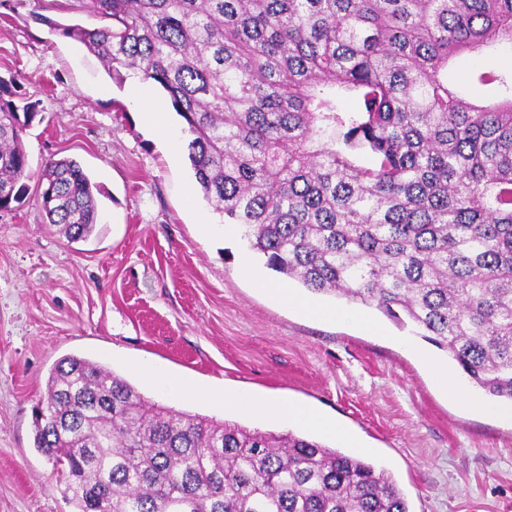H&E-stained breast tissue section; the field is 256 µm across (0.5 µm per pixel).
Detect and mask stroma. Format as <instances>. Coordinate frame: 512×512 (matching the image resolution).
<instances>
[{"instance_id":"1","label":"stroma","mask_w":512,"mask_h":512,"mask_svg":"<svg viewBox=\"0 0 512 512\" xmlns=\"http://www.w3.org/2000/svg\"><path fill=\"white\" fill-rule=\"evenodd\" d=\"M39 10L0 0V79L37 104L23 134L31 170L79 161L99 187L100 220L72 243L34 198L0 213V512H74L33 423L67 355L111 368L151 401L251 429L310 432L227 407L223 395L285 398L335 419L347 438L326 445L388 471L410 512H512V425L434 383L426 362L447 354L376 308L288 283L346 313L325 322L265 292L284 277L204 199L172 105L165 139L128 102V80L35 20ZM145 364L219 396L170 400Z\"/></svg>"}]
</instances>
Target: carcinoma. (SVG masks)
Segmentation results:
<instances>
[{
  "mask_svg": "<svg viewBox=\"0 0 512 512\" xmlns=\"http://www.w3.org/2000/svg\"><path fill=\"white\" fill-rule=\"evenodd\" d=\"M109 76L158 84L223 223L313 293L408 318L492 399L512 401V72L448 83L512 45V0H37ZM495 84L501 96L479 101ZM349 104H344V101ZM37 103L0 79V212L36 180L70 242L98 221L80 164L29 169ZM34 443L76 512H409L391 474L292 432L146 399L83 357L56 362Z\"/></svg>",
  "mask_w": 512,
  "mask_h": 512,
  "instance_id": "1",
  "label": "carcinoma"
}]
</instances>
